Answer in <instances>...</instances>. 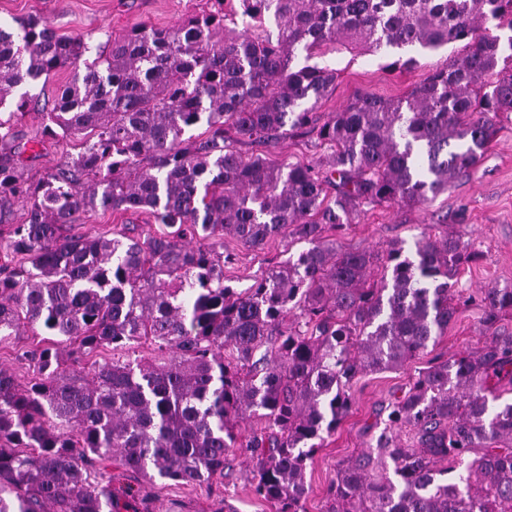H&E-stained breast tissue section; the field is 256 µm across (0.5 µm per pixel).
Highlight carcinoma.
<instances>
[{"label": "carcinoma", "mask_w": 512, "mask_h": 512, "mask_svg": "<svg viewBox=\"0 0 512 512\" xmlns=\"http://www.w3.org/2000/svg\"><path fill=\"white\" fill-rule=\"evenodd\" d=\"M208 2L102 47L40 18L0 28V105L28 87L0 117V211L24 210L0 229L17 259L0 266V345L35 373L0 367V512H112L114 459L152 485L189 484L223 474L239 449L257 498L304 512L307 463L352 412L351 381L403 368L458 313L454 279L479 258L462 236L424 234L409 258L342 251L325 232L366 204H424L478 166L493 118L512 112V37L504 47L483 25L512 30V0ZM460 41L466 52L405 97L357 94L321 124L336 71L293 65L351 46L396 70L413 62L407 48ZM61 68L71 79L45 130L80 150L32 182L14 118ZM304 128L330 146L326 161L236 149ZM99 210L147 212L164 230L69 233ZM228 235L308 248L237 290L224 283ZM476 301L483 345L388 406L377 453L338 464L326 512H512V403L498 392L512 389V284ZM142 342L154 362L116 357Z\"/></svg>", "instance_id": "obj_1"}]
</instances>
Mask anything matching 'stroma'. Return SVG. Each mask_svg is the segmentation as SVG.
I'll use <instances>...</instances> for the list:
<instances>
[{
	"mask_svg": "<svg viewBox=\"0 0 512 512\" xmlns=\"http://www.w3.org/2000/svg\"><path fill=\"white\" fill-rule=\"evenodd\" d=\"M207 7V0H0V27L18 29L21 22L37 17L48 21L66 36L90 35L99 41L125 34L147 25L170 27ZM463 43L449 44L432 53L413 51V63L390 71L377 53L359 49L328 50L315 56V63L335 69V88L319 100L316 112L327 117L354 95L371 93L385 99L407 95L429 71L447 66L463 55ZM70 72H54L39 88V102L30 106L14 130L18 144L24 145V171L37 180L66 155L77 154L74 143L49 136L40 115L51 107L59 91L69 82ZM498 132L488 143L482 160L472 173L454 181L448 190L423 205H391L366 208L355 223L337 233L342 249L384 251L390 243H400L405 252H414L421 231L437 234L451 231L466 235L482 253L481 260L461 270L456 285L461 295L477 293L494 284L512 283V113L497 117ZM243 157L263 154L272 164H307L325 160L328 148L315 137L295 133L283 144L260 148L239 145ZM227 250L236 252L235 264L224 269V282L237 289L250 287L262 273L289 255L303 250V243L285 246L271 239L259 250H246L233 238H225ZM481 310L462 307L446 336L399 370H383L357 377L350 386L353 409L326 438L307 465L308 494L305 512H324L328 485L336 476L337 465L365 452L378 434L388 405L400 396L413 377L434 359H447L464 350L481 346ZM250 472L243 458H232L223 476L194 485L167 482L152 488L120 466L112 468V489L133 488L135 496L120 512H274L270 503L253 496Z\"/></svg>",
	"mask_w": 512,
	"mask_h": 512,
	"instance_id": "stroma-1",
	"label": "stroma"
}]
</instances>
